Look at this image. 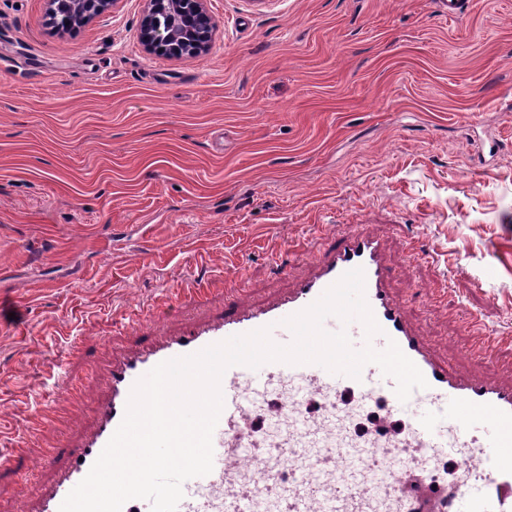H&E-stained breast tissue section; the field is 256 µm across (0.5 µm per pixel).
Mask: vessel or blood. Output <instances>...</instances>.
I'll list each match as a JSON object with an SVG mask.
<instances>
[{
	"label": "vessel or blood",
	"mask_w": 512,
	"mask_h": 512,
	"mask_svg": "<svg viewBox=\"0 0 512 512\" xmlns=\"http://www.w3.org/2000/svg\"><path fill=\"white\" fill-rule=\"evenodd\" d=\"M313 264L311 276L298 280L272 303L245 308L234 293H226L223 315L203 325L185 326L173 335L153 337L133 353L113 358L108 366L105 399L95 411L94 429L77 447L64 453L67 461L47 490L40 512H59L122 422L132 387L155 366L263 327L269 328L274 343L290 344L292 333L284 326V319L311 305L356 268L364 271L365 298L380 327L379 334L366 337L359 320L344 321L334 315L323 320V329L346 332L356 350L369 345L381 351L389 342H396L422 372L427 388L414 390L407 401H400L395 379L373 363L363 367L357 380L317 364L269 362L256 369L230 367L220 381L223 409L213 432V469L183 483L177 512H209L208 494L219 485L226 488L224 512H253L252 497L232 489L241 463L254 458L255 443L244 422L257 409L260 398L281 394L284 384L289 393L282 395V407L297 421L284 446L329 452L335 468L353 463L351 446L340 433L311 435L304 411L311 394L320 393L331 400L341 389L356 388L366 402H385L392 414L404 417L413 437L412 446L402 449L403 455L411 457L410 465L397 474L380 465L373 467L371 478L358 487L343 485L332 492L321 465L307 463L294 468L297 491L288 502L287 512H342L345 505L379 497L390 500L396 512H512V385L463 376L435 359L390 291L391 271L380 238L367 232L333 238L327 250L314 256ZM69 419L68 413L55 410L28 419L13 438L14 449L22 450L42 426L65 430ZM455 453L467 458L470 474L445 489L428 462Z\"/></svg>",
	"instance_id": "1"
}]
</instances>
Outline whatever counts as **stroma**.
<instances>
[{
    "label": "stroma",
    "instance_id": "obj_1",
    "mask_svg": "<svg viewBox=\"0 0 512 512\" xmlns=\"http://www.w3.org/2000/svg\"><path fill=\"white\" fill-rule=\"evenodd\" d=\"M145 0L73 30L0 0V452L65 403L78 442L105 365L146 337L254 305L371 230L417 333L462 374L512 384V0H207L210 48L147 53ZM215 290L200 304L187 281ZM163 313L124 327L139 306ZM53 477L0 472V512Z\"/></svg>",
    "mask_w": 512,
    "mask_h": 512
}]
</instances>
